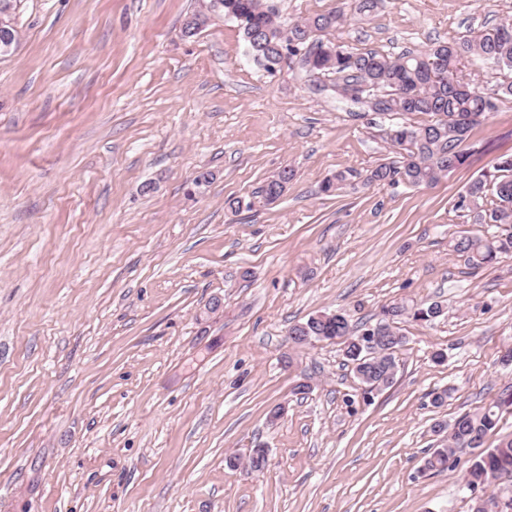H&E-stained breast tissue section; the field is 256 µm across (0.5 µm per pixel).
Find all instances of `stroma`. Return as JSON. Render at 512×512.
Here are the masks:
<instances>
[{"label":"stroma","mask_w":512,"mask_h":512,"mask_svg":"<svg viewBox=\"0 0 512 512\" xmlns=\"http://www.w3.org/2000/svg\"><path fill=\"white\" fill-rule=\"evenodd\" d=\"M270 2L288 22L344 8L330 39L385 54L512 20V0ZM198 7L21 0L0 55V512H470L464 465L419 469L435 422L512 386V257L474 269L448 246L483 231L456 203L512 154V98L464 166L368 185L393 120L294 62L265 70L232 20L185 35ZM339 171L352 185L321 193ZM435 300L368 397L339 345L288 340L319 311ZM292 178L293 172L291 170L286 168L282 169V171L265 181L264 185L256 193L258 194L256 197H260L261 200L267 205L275 203L280 199L281 196H283L287 189H280V191H277V188L281 186L279 181L285 180L286 182H289Z\"/></svg>","instance_id":"stroma-1"}]
</instances>
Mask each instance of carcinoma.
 I'll return each mask as SVG.
<instances>
[{
    "label": "carcinoma",
    "instance_id": "cac0c4a2",
    "mask_svg": "<svg viewBox=\"0 0 512 512\" xmlns=\"http://www.w3.org/2000/svg\"><path fill=\"white\" fill-rule=\"evenodd\" d=\"M21 0H0V31L6 29L9 39L0 38V55L10 53L18 44L19 33L13 17ZM213 15H223L237 23L254 61L266 66L281 54L313 74L336 76V87H360L363 98H379L384 103L382 114L431 117L419 126L398 124L390 133L391 148L401 155L397 164L381 163L367 174L372 183L403 182L412 187L435 183L439 176L464 165L467 153L463 144L480 118L497 108L498 98L512 95V83L501 86L495 96H487L462 75L463 60L469 58L500 69L512 71V23L505 21L479 31L470 38L439 42L419 53L384 54L376 51L357 52L317 35L343 25L342 10L305 18L293 23L279 19L269 0H207L200 10L185 22V32L192 35L199 26H207ZM293 172L283 169L267 179L258 197L269 205L283 196L280 181H290ZM493 198V208L485 209L480 201ZM456 208L471 212L473 223L491 224L498 231L483 236L461 234L449 240L452 250L472 268L490 266L504 256H512V156L502 159L492 174L472 181L460 196ZM439 301L414 304L405 301L381 308L376 324L384 325L395 337L390 346L358 363L357 341L371 325L354 327L341 312L336 321L324 322L329 312H319L300 324L307 336H342L339 342L343 356L353 363L359 383L379 390L389 388L398 372L397 351L406 342L400 324L407 319L432 322L442 316ZM512 408V392L504 391L488 406L456 417L452 422H437L435 435L442 446L427 453L419 472L434 474L452 468L461 455L468 454L464 486L470 493L487 496L483 512H509L499 508V501L512 502V487L497 491L492 483L512 477V437L484 447L487 436L496 432L501 412Z\"/></svg>",
    "mask_w": 512,
    "mask_h": 512
}]
</instances>
